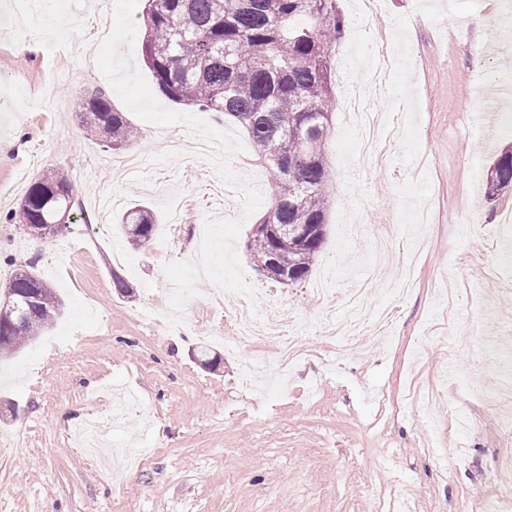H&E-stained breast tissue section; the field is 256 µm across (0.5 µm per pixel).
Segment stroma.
<instances>
[{"label":"stroma","mask_w":512,"mask_h":512,"mask_svg":"<svg viewBox=\"0 0 512 512\" xmlns=\"http://www.w3.org/2000/svg\"><path fill=\"white\" fill-rule=\"evenodd\" d=\"M345 19L330 58L333 124L325 142L330 202L326 236L308 277L292 285L259 272L247 243L257 216L245 218L236 250L248 282L281 319L302 327L304 353L281 382L246 387L256 360L276 365L277 345L244 344L198 283L183 326L170 327L164 267L187 261L207 217H236L241 198L216 176L211 160L186 166L162 137L190 145L180 126L139 118L136 144L111 148L88 135L84 104L109 82L80 70L72 47L94 42L103 21L95 0H57L36 51H16L0 28V213L17 209L30 183L53 173L76 196L140 201L167 225L169 184L186 211L178 244L161 237L133 246L109 221L70 225L63 238L74 262L50 268L55 245L34 248L0 222V271L33 264L63 299L65 316L8 359L0 360V512H379L407 503L411 512H487L512 491V438L502 428L512 401L482 402L477 386L498 381L502 344L512 343V188L485 198L487 172L512 145V103L494 102L491 126L475 127L470 74L488 86H512V45L495 51L501 0H380L364 18L358 0H336ZM485 16L486 29L472 16ZM405 50L404 68L386 87L367 79L375 45ZM25 75L37 88L27 108L11 87ZM141 157L115 173L102 156ZM394 244L368 296L377 315L358 344L338 355L325 344L309 290L330 275L335 294L375 258L380 236ZM123 278L128 291L114 288ZM206 344L217 369L196 363ZM136 394L110 439L146 448L144 465L115 472L90 462L73 431L108 420V388Z\"/></svg>","instance_id":"35a3bbf8"}]
</instances>
